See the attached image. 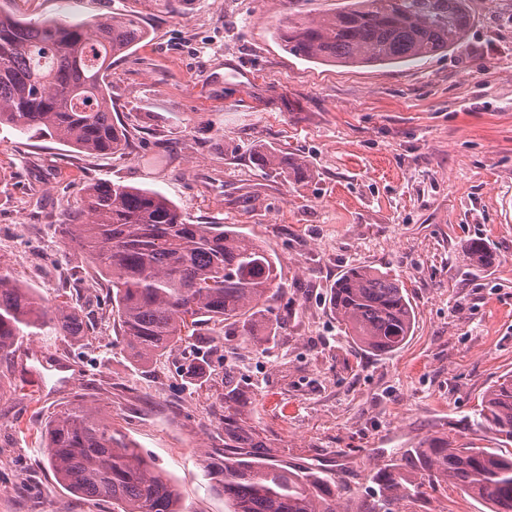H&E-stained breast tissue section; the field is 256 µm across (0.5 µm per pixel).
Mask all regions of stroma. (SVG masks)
<instances>
[{
	"mask_svg": "<svg viewBox=\"0 0 512 512\" xmlns=\"http://www.w3.org/2000/svg\"><path fill=\"white\" fill-rule=\"evenodd\" d=\"M347 0H193L148 12L149 39L107 77L125 156L95 155L0 126V266L50 303L82 307L88 336H27L0 377V512H114L56 485L45 458L51 412L85 396L177 486L184 512H225L202 454L224 452V377L267 451L331 469L355 495L369 471L423 437L463 425L512 374V0H470L457 47L418 62L329 66L277 37L287 12L315 18ZM126 0H0L23 21L89 24ZM305 158L291 186L258 146ZM158 191L191 224H226L273 255L288 322L271 349L203 326L153 363L130 358L112 292L55 220L84 187ZM501 254L470 266L465 240ZM395 275L416 312L398 352L376 356L338 327L331 286L349 266ZM74 272L78 293L59 280Z\"/></svg>",
	"mask_w": 512,
	"mask_h": 512,
	"instance_id": "stroma-1",
	"label": "stroma"
}]
</instances>
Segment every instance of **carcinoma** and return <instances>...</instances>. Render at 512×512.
<instances>
[{"instance_id":"carcinoma-1","label":"carcinoma","mask_w":512,"mask_h":512,"mask_svg":"<svg viewBox=\"0 0 512 512\" xmlns=\"http://www.w3.org/2000/svg\"><path fill=\"white\" fill-rule=\"evenodd\" d=\"M191 0H133L86 27L26 23L0 15V125L48 135L77 150L122 154L130 131L112 120L105 79L113 60L149 37L144 10L180 14ZM473 24L468 0H351L307 19L288 14L278 38L307 61L345 66L419 60L454 48ZM261 166L285 182L310 175L306 161L258 149ZM67 243L109 278L112 313L133 360L147 364L199 335L203 324L252 342L281 289L277 264L252 236L223 224H189L158 191L120 183L83 189L58 215ZM466 259L491 267L500 255L482 238L465 243ZM329 304L345 335L376 355H391L413 336L416 315L401 281L387 271L351 266L331 288ZM82 311L51 305L0 267V365L12 363L25 336H86ZM239 388L224 393V456L202 460L224 490L227 512H400L453 487L512 512V374L492 385L466 430L420 439L399 460L375 467L378 490L353 499L340 477L295 469L256 453L260 436L232 410ZM45 456L55 483L118 512H183L177 486L154 470L136 446L112 429V416L81 398L45 426Z\"/></svg>"}]
</instances>
